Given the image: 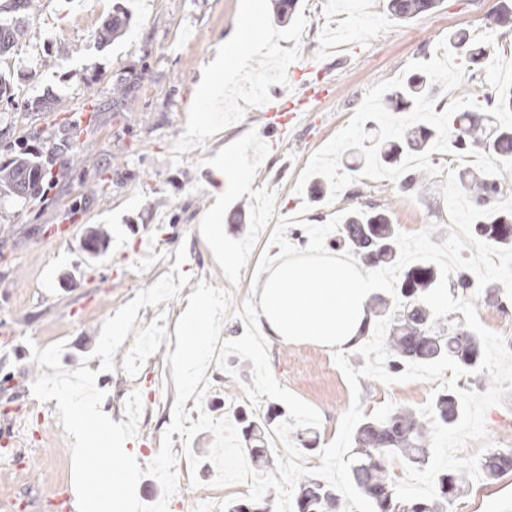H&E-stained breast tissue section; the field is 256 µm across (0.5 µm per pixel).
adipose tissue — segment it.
<instances>
[{
  "mask_svg": "<svg viewBox=\"0 0 512 512\" xmlns=\"http://www.w3.org/2000/svg\"><path fill=\"white\" fill-rule=\"evenodd\" d=\"M377 292L373 270L359 258L294 254L269 271L252 309L266 337L344 353L367 335Z\"/></svg>",
  "mask_w": 512,
  "mask_h": 512,
  "instance_id": "ef3b65f1",
  "label": "adipose tissue"
}]
</instances>
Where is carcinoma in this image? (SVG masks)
Returning a JSON list of instances; mask_svg holds the SVG:
<instances>
[{
  "label": "carcinoma",
  "instance_id": "cac0c4a2",
  "mask_svg": "<svg viewBox=\"0 0 512 512\" xmlns=\"http://www.w3.org/2000/svg\"><path fill=\"white\" fill-rule=\"evenodd\" d=\"M436 5L437 0H387L386 9L392 18L407 21ZM127 22V13L113 15L101 32V39L109 42L120 37ZM21 34L20 24L0 21V58L12 52ZM448 45L455 55L477 68L490 51L486 43L471 42L464 30L449 33ZM434 92L435 85L429 78L415 73L388 95L389 111L400 112L411 106L413 96ZM436 136V130L427 123L412 126L403 139L389 140L380 146L379 160L397 165L409 153L426 151ZM449 146L456 152L474 149L509 160L512 158V129L495 125L491 115L464 110L457 113L449 125ZM34 178L40 183L54 178L49 160L37 153L21 151L9 164L0 165V192L21 199ZM457 185L478 207L487 208L500 201L501 187L496 174L464 169L457 174ZM397 232V225L390 223L386 214L358 208L344 214L334 236L336 245L348 248L372 266H379L391 265L397 260L398 248L394 242ZM474 233L500 247H512V213L497 212L484 217V221L475 224ZM436 277L437 271L425 263L410 264L398 276L396 295L402 308L395 313L386 337L390 352L386 365L392 373L403 371L409 362H428L444 354L466 370H474L480 364L482 345L478 336L450 315L433 320L430 309L421 302V296ZM455 285L464 295L477 296L501 312L507 313L512 307V301L501 299L494 286L476 292V278L467 270L457 272ZM433 406L440 424L450 427L459 422L462 407L456 392L439 393ZM278 416L276 410L268 411L262 418L250 416L242 409L234 414L248 459L255 467L264 469L274 465V459L265 448L266 427ZM352 454L357 457L351 467L352 481L372 502L375 512H448V504L462 496L468 486L466 474L448 470L435 480L436 499L401 502L396 498L392 461L398 459L419 469L430 461L429 423L410 409L394 410L384 422L370 418L363 421L353 434ZM478 467L488 482L512 472V445L490 449ZM224 509L225 512H270L266 497L258 503L247 499L230 501ZM293 512H346V505L342 495L324 480L304 477L299 481Z\"/></svg>",
  "mask_w": 512,
  "mask_h": 512
}]
</instances>
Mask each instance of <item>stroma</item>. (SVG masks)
I'll return each mask as SVG.
<instances>
[{
	"mask_svg": "<svg viewBox=\"0 0 512 512\" xmlns=\"http://www.w3.org/2000/svg\"><path fill=\"white\" fill-rule=\"evenodd\" d=\"M256 14H249L248 4ZM502 0H440L432 10L405 22L392 20L386 0H359L344 7L336 0H299L290 19L277 21L275 0H32L20 13L24 34L0 70L9 72L8 97H0V164L20 147L50 151L63 122L82 116L57 158L63 177L44 184L27 202L0 195V428L10 427L11 453L0 455V490L28 499L25 512H58L55 486L40 482L42 471L59 473L72 486L71 437L52 433L56 400L39 403L31 392L43 373L33 346L65 342L62 364L86 362L105 394L101 409L113 421L126 408L113 399L132 339H125L105 371L94 357L104 321L168 272L167 262L186 247L182 267L189 283L179 296L158 304L167 327H175L199 281L229 291L221 334L241 337L236 312L261 287L268 269L287 254L335 255L339 249L319 227L348 209H374L400 231L432 228L431 240L448 236L442 188L445 172L460 168L455 157L437 154L438 176H426L422 190L401 191L389 180L363 176L353 158H342L354 180L335 202L317 196L314 181L303 194L294 187L309 157L343 128L376 83L401 74L408 62L430 60L437 42L466 30L477 42L494 46L497 58L512 62V27L492 29L491 16ZM128 10L125 34L101 43L104 22ZM259 25L266 41L238 47L241 74L224 87L221 101L199 93V79L225 41L238 30ZM281 69L275 93L291 95L311 84L330 94L303 123L292 124L287 141L262 129V105L250 97L246 77L259 69ZM133 102L116 105L119 89ZM106 229V249L90 255L84 244L92 231ZM237 253L235 271H225L215 245ZM270 368L280 385L315 407L321 424L304 429L308 469L320 466V449L332 442L351 402L349 385L333 354L309 342H269ZM226 369L209 365L206 413L215 419L240 407L261 416L272 400L251 405L243 387L252 383L251 361L228 357ZM156 353L141 373L155 397L150 421L139 423L127 448L139 465L157 455L170 426L176 398L172 375ZM364 415L384 403L417 409L433 389L420 381L386 385L359 378ZM45 416L34 424L30 411ZM50 442L33 448L31 428ZM214 436H195L190 469L180 434L178 490L167 512H200L216 471L205 456ZM34 457L25 477L10 473L11 457ZM199 485H192L191 476ZM448 512H512V473L488 482L470 481Z\"/></svg>",
	"mask_w": 512,
	"mask_h": 512,
	"instance_id": "1",
	"label": "stroma"
}]
</instances>
